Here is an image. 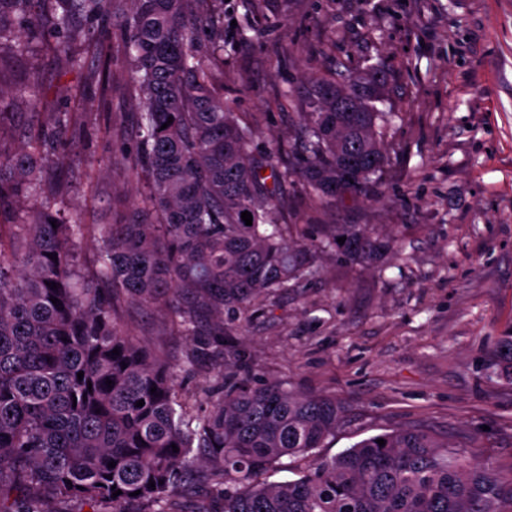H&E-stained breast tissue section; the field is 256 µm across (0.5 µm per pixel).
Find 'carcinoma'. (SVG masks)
Wrapping results in <instances>:
<instances>
[{
    "label": "carcinoma",
    "mask_w": 512,
    "mask_h": 512,
    "mask_svg": "<svg viewBox=\"0 0 512 512\" xmlns=\"http://www.w3.org/2000/svg\"><path fill=\"white\" fill-rule=\"evenodd\" d=\"M206 2L0 0V55L24 52L51 24L56 53L74 67L76 17L91 24L86 58L120 48L143 105L128 162L145 180L141 206L123 222H65L51 177L61 158L50 142L79 113L51 115L53 133L31 128L17 150L0 153V512H54L51 501L176 512L175 498L201 482L216 491L211 512H512V483L422 427L312 458L294 480L259 481L286 457L311 458L347 413L332 396L250 382L252 357L236 327L310 268L267 181L298 175L316 200L366 193L387 160L376 107L384 76L368 65L309 78L299 91L297 166L263 162L213 88L220 41L208 54L196 42ZM352 158L360 160L354 184L344 181ZM26 200L34 207L18 222ZM87 238L95 251L83 274L77 247ZM321 248L371 263L393 245L339 224L324 231ZM126 300L166 309L188 350L172 359L127 331ZM207 352L219 359L214 379L180 393L177 379ZM488 368L512 383V332L498 338ZM211 399L208 413L194 412Z\"/></svg>",
    "instance_id": "carcinoma-1"
}]
</instances>
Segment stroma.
Masks as SVG:
<instances>
[{"instance_id": "35a3bbf8", "label": "stroma", "mask_w": 512, "mask_h": 512, "mask_svg": "<svg viewBox=\"0 0 512 512\" xmlns=\"http://www.w3.org/2000/svg\"><path fill=\"white\" fill-rule=\"evenodd\" d=\"M225 21L215 88L257 150L286 162L298 141L304 78L379 64L388 163L367 194L312 199L299 177L273 186L288 238L314 271L266 302L239 332L254 382L335 396L348 415L320 453L397 427L427 426L512 482V384L486 362L512 330V0H209ZM0 148L53 112L78 118L61 146L60 205L86 224L125 216L144 193L125 163L141 106L131 70L69 66L54 41L0 57ZM331 224L390 226L374 265L322 251ZM153 347L183 351L163 312L123 306Z\"/></svg>"}]
</instances>
